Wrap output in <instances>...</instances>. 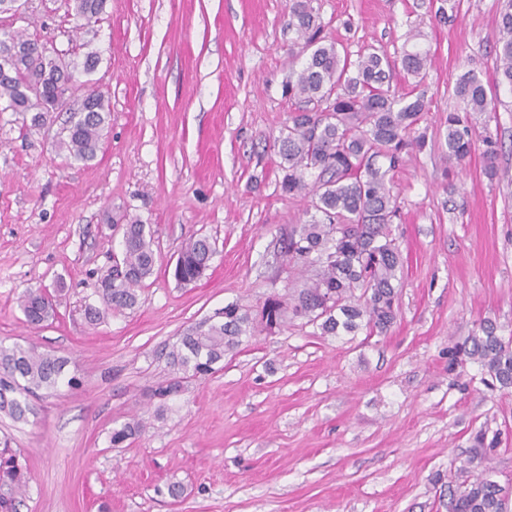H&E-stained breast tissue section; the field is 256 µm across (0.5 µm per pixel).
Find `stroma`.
<instances>
[{
	"label": "stroma",
	"instance_id": "stroma-1",
	"mask_svg": "<svg viewBox=\"0 0 512 512\" xmlns=\"http://www.w3.org/2000/svg\"><path fill=\"white\" fill-rule=\"evenodd\" d=\"M446 3L452 16L436 19ZM313 5L351 57L431 58L426 146L393 174L397 317L382 334L261 332L164 405L153 391L173 376L179 336L227 304L254 308L303 282L277 254L309 208L276 186L273 141L297 106L284 88L310 54L287 28L291 0H107L82 27L65 0L0 13V29L78 61L92 43L101 61L87 81L110 109L86 164L58 147L67 113L35 131L30 113L0 111V344L67 358L79 380L37 399L28 422L0 414V441L30 472L20 512H448L451 491L482 473L512 486V389L448 359L482 320L512 335V90L495 84L498 0ZM469 71L496 88L497 154L480 143L456 165L446 119ZM123 214L152 226L159 261L134 308L92 326L83 308L121 251L110 220ZM199 236L216 253L179 285L180 246ZM37 286L56 292L57 313L31 328L18 298ZM135 418L146 429L113 447V430ZM480 429L496 447H473ZM172 481L185 488L176 500Z\"/></svg>",
	"mask_w": 512,
	"mask_h": 512
}]
</instances>
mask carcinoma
I'll use <instances>...</instances> for the list:
<instances>
[{"mask_svg": "<svg viewBox=\"0 0 512 512\" xmlns=\"http://www.w3.org/2000/svg\"><path fill=\"white\" fill-rule=\"evenodd\" d=\"M312 0H293L288 28L311 49L306 63L288 79L289 97L312 106L292 113L290 124L274 140L280 158V191L311 198L314 214L294 225L280 239V255L307 273L301 287L270 297L261 309L236 303L224 306L222 320L205 322L180 337L168 353L175 377L159 389L164 399L191 378L213 371L224 356L255 336L258 328H279L304 320L321 336L351 334L365 326L384 333L396 319L399 292L397 270L401 254L390 224L397 217V196L389 173L404 154L424 146L416 133L427 103L412 86L399 95L391 89L390 71L396 64L413 78H424L428 53L404 51L396 62L369 52L353 61L325 42ZM500 25L497 72L512 87V0H499ZM106 0H73L75 16L86 23L98 19ZM100 62L95 50L82 63L67 61L35 39L18 32H0V100L14 112H31V124L41 128L65 98L70 118L60 144L70 159L96 158L109 111L103 94L93 87L76 96V73L92 72ZM461 110L448 113V160L463 162L475 147L470 115L496 114V97L472 74L461 75L454 86ZM122 229V258L112 272L99 279L97 303L84 306L86 322L96 325L108 311L132 309L136 288L155 271L158 256L149 225L130 218ZM215 247L207 237L182 243L174 277L189 285L209 268ZM25 322L34 328L54 313L53 295L45 288H29L19 297ZM453 359L480 364L502 388H512V336L498 334L491 320L479 323L471 336L448 349ZM67 360L37 348L0 344V413L15 422L34 414L31 400L52 392L64 380ZM144 430L137 420L112 433L118 446ZM28 476L20 453L0 449V512H18L27 494ZM512 490L483 476L450 494L449 512H508Z\"/></svg>", "mask_w": 512, "mask_h": 512, "instance_id": "cac0c4a2", "label": "carcinoma"}]
</instances>
